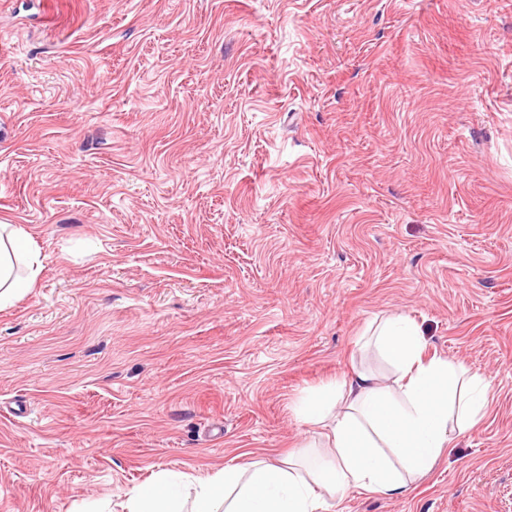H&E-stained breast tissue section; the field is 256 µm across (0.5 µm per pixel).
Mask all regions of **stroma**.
<instances>
[{"instance_id": "stroma-1", "label": "stroma", "mask_w": 512, "mask_h": 512, "mask_svg": "<svg viewBox=\"0 0 512 512\" xmlns=\"http://www.w3.org/2000/svg\"><path fill=\"white\" fill-rule=\"evenodd\" d=\"M0 222V512L287 457L392 315L487 414L329 512H512V0H0ZM31 243L30 235L22 228L14 224H0V309L33 287L39 264ZM18 256L24 258L30 270L26 277L14 273V259Z\"/></svg>"}]
</instances>
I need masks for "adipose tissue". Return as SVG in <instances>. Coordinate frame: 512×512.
I'll list each match as a JSON object with an SVG mask.
<instances>
[{
  "label": "adipose tissue",
  "mask_w": 512,
  "mask_h": 512,
  "mask_svg": "<svg viewBox=\"0 0 512 512\" xmlns=\"http://www.w3.org/2000/svg\"><path fill=\"white\" fill-rule=\"evenodd\" d=\"M31 243L22 228L0 224V309L34 284L39 266ZM19 257L27 276L14 272ZM370 341L393 366L392 382L356 369L341 382L303 392L293 411L315 427L313 446L283 462L252 454L204 478L159 472L126 497L123 512H323L327 498L352 490L405 495L434 468L454 434L483 420L489 384L455 361L428 355L408 317H387Z\"/></svg>",
  "instance_id": "ef3b65f1"
}]
</instances>
